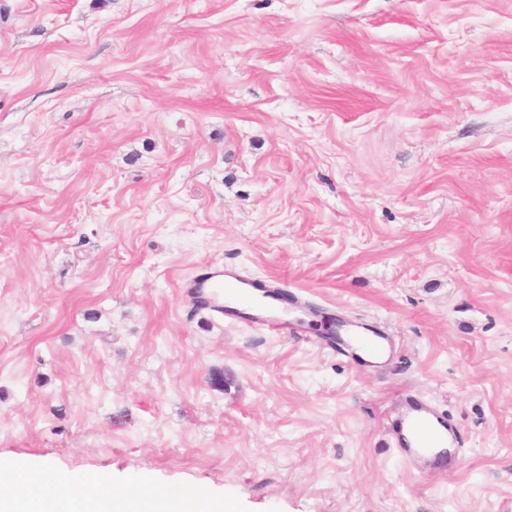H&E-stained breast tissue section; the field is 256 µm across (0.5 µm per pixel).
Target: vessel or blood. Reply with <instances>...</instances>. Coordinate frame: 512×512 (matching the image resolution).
Listing matches in <instances>:
<instances>
[{
    "label": "vessel or blood",
    "mask_w": 512,
    "mask_h": 512,
    "mask_svg": "<svg viewBox=\"0 0 512 512\" xmlns=\"http://www.w3.org/2000/svg\"><path fill=\"white\" fill-rule=\"evenodd\" d=\"M182 291L192 302L223 316L228 323H246L279 336L307 333L318 311L306 302H287L269 287L215 264L186 279ZM323 347L341 355L367 360L382 357L390 346L388 334L375 325L346 321ZM386 432L402 460L419 471L451 468L460 437L443 413L415 395L408 396L401 415L390 420Z\"/></svg>",
    "instance_id": "obj_1"
}]
</instances>
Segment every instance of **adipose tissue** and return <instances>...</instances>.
Instances as JSON below:
<instances>
[{
  "mask_svg": "<svg viewBox=\"0 0 512 512\" xmlns=\"http://www.w3.org/2000/svg\"><path fill=\"white\" fill-rule=\"evenodd\" d=\"M4 481L14 491L0 512H138L143 494L142 487L129 486L120 493L80 495L69 479L47 476L23 462L10 474L0 473Z\"/></svg>",
  "mask_w": 512,
  "mask_h": 512,
  "instance_id": "ef3b65f1",
  "label": "adipose tissue"
}]
</instances>
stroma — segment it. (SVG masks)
Listing matches in <instances>:
<instances>
[{"label": "stroma", "mask_w": 512, "mask_h": 512, "mask_svg": "<svg viewBox=\"0 0 512 512\" xmlns=\"http://www.w3.org/2000/svg\"><path fill=\"white\" fill-rule=\"evenodd\" d=\"M220 263L384 367L230 325ZM422 394L464 437L419 472ZM238 512H512V0H0V465ZM315 342L338 354L367 360L382 357L390 347V338L381 327L352 321L340 324L336 336ZM386 432L402 460L417 471L448 470L456 461L460 437L443 413L416 396L405 399L397 419H391Z\"/></svg>", "instance_id": "stroma-1"}]
</instances>
